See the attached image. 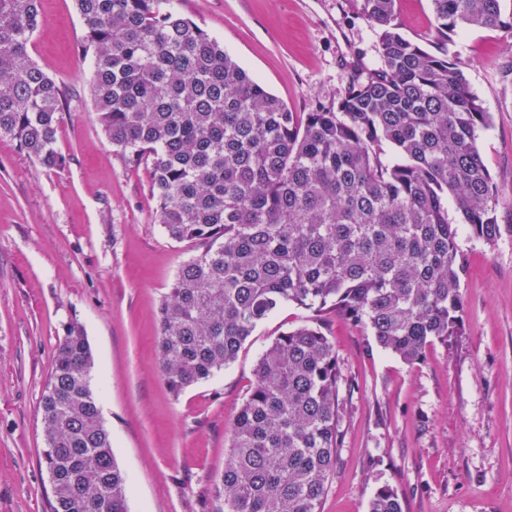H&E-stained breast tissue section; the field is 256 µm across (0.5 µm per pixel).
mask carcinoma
I'll return each instance as SVG.
<instances>
[{"label": "carcinoma", "instance_id": "carcinoma-1", "mask_svg": "<svg viewBox=\"0 0 512 512\" xmlns=\"http://www.w3.org/2000/svg\"><path fill=\"white\" fill-rule=\"evenodd\" d=\"M95 68L98 122L149 165L156 218L199 251L159 308L162 377L175 396L229 367L257 326L294 303L367 330L408 364L463 326L466 270L448 222L488 244L503 190L477 147L486 112L448 53L406 38L396 0H360L379 65L329 107L298 113L166 0H74ZM436 40L512 32L504 0H431ZM40 0H0V136L47 169L66 92L33 61ZM390 144L388 155L384 144ZM76 322L59 337L40 400L50 512H128L129 479L91 387ZM336 349L318 327L278 335L232 429L216 512H321L344 414ZM368 512H403L391 484Z\"/></svg>", "mask_w": 512, "mask_h": 512}]
</instances>
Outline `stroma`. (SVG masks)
<instances>
[{
    "label": "stroma",
    "mask_w": 512,
    "mask_h": 512,
    "mask_svg": "<svg viewBox=\"0 0 512 512\" xmlns=\"http://www.w3.org/2000/svg\"><path fill=\"white\" fill-rule=\"evenodd\" d=\"M291 111L344 94L376 60L357 0H171ZM29 52L68 93L46 169L0 136V512H49L40 399L59 336L83 326L92 388L129 512H211L232 427L258 358L279 333L321 326L353 388L322 512H367L375 488L398 487L405 512H512V198L491 244L460 232L466 326L422 361L403 362L336 315L288 305L257 327L236 361L181 395L156 347L161 299L196 252L156 221L147 165L130 166L103 134L88 88L91 60L73 0H41ZM401 32L433 46L430 0H397ZM446 49L491 114L478 147L512 189V34L468 30Z\"/></svg>",
    "instance_id": "obj_1"
}]
</instances>
